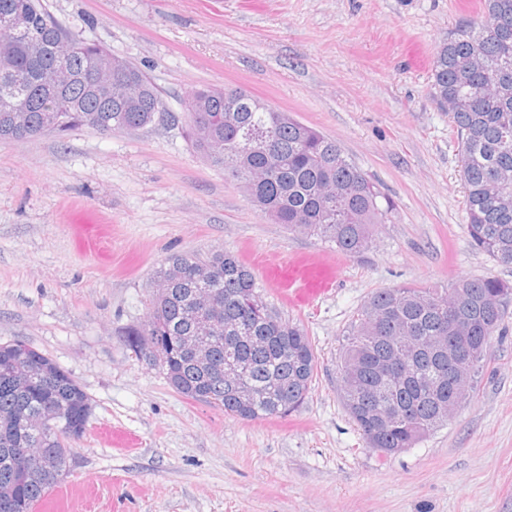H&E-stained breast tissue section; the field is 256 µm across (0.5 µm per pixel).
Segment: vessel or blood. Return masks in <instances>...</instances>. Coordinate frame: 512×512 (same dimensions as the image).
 <instances>
[{"instance_id": "1", "label": "vessel or blood", "mask_w": 512, "mask_h": 512, "mask_svg": "<svg viewBox=\"0 0 512 512\" xmlns=\"http://www.w3.org/2000/svg\"><path fill=\"white\" fill-rule=\"evenodd\" d=\"M263 274L273 291L301 312L335 290L343 266L326 254L297 252L265 265Z\"/></svg>"}]
</instances>
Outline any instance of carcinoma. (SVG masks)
I'll return each mask as SVG.
<instances>
[{
  "instance_id": "cac0c4a2",
  "label": "carcinoma",
  "mask_w": 512,
  "mask_h": 512,
  "mask_svg": "<svg viewBox=\"0 0 512 512\" xmlns=\"http://www.w3.org/2000/svg\"><path fill=\"white\" fill-rule=\"evenodd\" d=\"M480 20L461 25L437 48L431 92L450 114L461 144L466 188L467 234L471 246L491 260L512 264V0H478ZM25 13L32 32L0 26V140H21L74 129L97 133L140 129L163 108L159 91L126 60L112 73L115 82L142 89L129 107L98 93L90 83L97 55L106 47L80 37L55 19L44 0H0V18ZM68 75L56 86L50 73ZM9 101L22 108L4 111ZM62 105L58 127L47 128V109ZM188 138L210 166L241 185L250 201L288 229L315 236L344 256L366 253L376 227L385 223L390 202L349 160L336 142L288 112H272L251 94L235 100L225 89L206 86L188 97ZM168 292L155 296L145 323L125 337L129 349L153 337L163 358L154 361L175 391L201 399L241 419L285 416L308 394L316 356L309 336L284 319L272 304L270 315L249 300H266L251 271L234 255L207 259L193 253L171 257L155 272ZM218 296L209 360L216 367L234 360L254 386L252 402L236 397L223 373H209L185 361L178 339L196 330L195 297ZM512 292L491 277L465 278L448 293L436 288H383L357 311L341 354L340 397L368 447L411 448L454 411L452 375L431 345L464 336L476 356L464 366L474 381L488 342L504 315L502 299ZM33 376L26 382L0 371V503L17 499L18 512H35L50 490L70 472L71 449L59 434L78 432L92 410L81 386L52 358L31 348ZM402 360L403 375L389 381L374 368L377 359ZM53 404L66 420L41 421ZM42 448L58 465L54 474L36 465L20 473V449Z\"/></svg>"
}]
</instances>
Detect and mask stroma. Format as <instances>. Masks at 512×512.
<instances>
[{"mask_svg":"<svg viewBox=\"0 0 512 512\" xmlns=\"http://www.w3.org/2000/svg\"><path fill=\"white\" fill-rule=\"evenodd\" d=\"M477 0H46L83 38L143 70L163 120L101 135L0 141V343L48 355L88 394L70 473L36 512H512V296L474 393L412 448L383 458L345 411L338 366L376 290L512 285L471 248L460 145L430 94L436 47ZM241 88L336 141L391 202L373 248L344 258L304 313L311 389L294 412L243 421L177 394L125 328L149 315L174 254L264 262L324 251L260 212L187 135L186 99ZM102 221L86 249L80 218Z\"/></svg>","mask_w":512,"mask_h":512,"instance_id":"obj_1","label":"stroma"}]
</instances>
